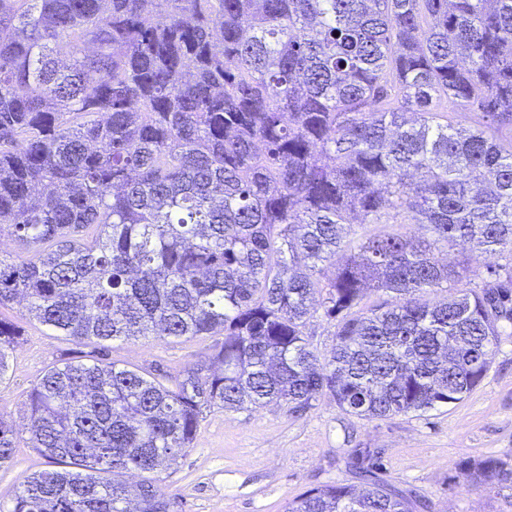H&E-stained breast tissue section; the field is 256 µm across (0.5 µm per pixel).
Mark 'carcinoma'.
I'll list each match as a JSON object with an SVG mask.
<instances>
[{"mask_svg":"<svg viewBox=\"0 0 512 512\" xmlns=\"http://www.w3.org/2000/svg\"><path fill=\"white\" fill-rule=\"evenodd\" d=\"M0 308L70 340L218 333L177 375L98 358L48 369L24 403L57 465L8 512H174L152 474L203 413L328 395L365 420L461 401L512 325V0H0ZM459 108L483 122H448ZM413 230L353 245V223ZM479 255L440 263L439 243ZM479 288H457L472 264ZM392 295L360 306L364 291ZM447 291L436 304L426 295ZM322 314L319 360L305 328ZM20 337L0 318V383ZM16 451L0 417V468ZM286 512H423L377 480ZM512 490V462L463 460ZM335 331L334 322L330 323L321 317L312 319L306 330L313 348L320 355L330 351L335 342V336H333Z\"/></svg>","mask_w":512,"mask_h":512,"instance_id":"1","label":"carcinoma"}]
</instances>
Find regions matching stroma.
<instances>
[{
  "instance_id": "35a3bbf8",
  "label": "stroma",
  "mask_w": 512,
  "mask_h": 512,
  "mask_svg": "<svg viewBox=\"0 0 512 512\" xmlns=\"http://www.w3.org/2000/svg\"><path fill=\"white\" fill-rule=\"evenodd\" d=\"M0 314L22 329V342L0 382V415L19 418L28 391L53 364L92 355V343L76 344L28 319L20 305ZM216 335L159 341L146 336L108 342V361L177 374L211 353ZM11 466L0 469V512H10L21 483L49 469L48 459L18 433ZM355 448L380 453L388 483L415 488L429 512H512V490L487 494L465 487L456 465L464 459L512 460V335H502L484 381L463 400L425 412L367 421L339 410L321 396L308 409L288 406L227 412L211 409L196 437L159 476L160 494L179 512H285L306 490L349 481L345 463Z\"/></svg>"
}]
</instances>
